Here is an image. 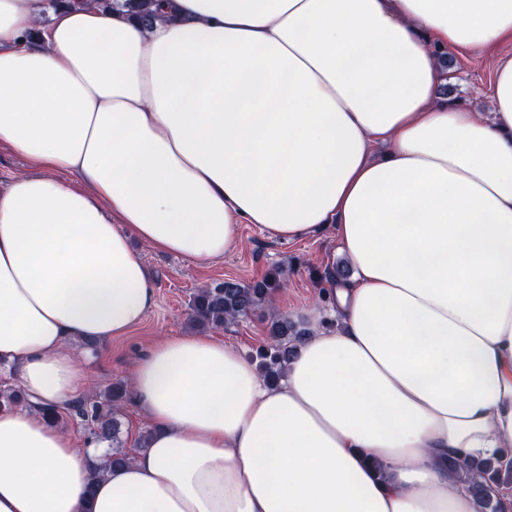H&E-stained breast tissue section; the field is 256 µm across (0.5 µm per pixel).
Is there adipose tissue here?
<instances>
[{
    "label": "adipose tissue",
    "mask_w": 512,
    "mask_h": 512,
    "mask_svg": "<svg viewBox=\"0 0 512 512\" xmlns=\"http://www.w3.org/2000/svg\"><path fill=\"white\" fill-rule=\"evenodd\" d=\"M512 41V0H0V363L31 400L92 391L156 302L130 246L213 262L238 228L332 232L352 270L293 314L266 383L204 334L158 340L153 426L111 465L0 410V512H476L464 466L512 468V58L491 112L449 103L436 49Z\"/></svg>",
    "instance_id": "obj_1"
}]
</instances>
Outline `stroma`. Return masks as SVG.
<instances>
[{"mask_svg":"<svg viewBox=\"0 0 512 512\" xmlns=\"http://www.w3.org/2000/svg\"><path fill=\"white\" fill-rule=\"evenodd\" d=\"M509 57H512V42L509 41L485 51L454 53L456 66L448 73V83L453 86L458 103L478 112L487 111L485 98L476 95L474 89L488 85L497 60ZM240 236L241 248L211 264L196 263L137 245L136 250L154 280V308L143 323L127 335L113 339L107 353H99L96 347L81 340L73 343L75 353L88 358L99 392H107L119 379L128 377L138 359L159 339L191 334L187 309L197 288L227 279L254 282L270 268L280 266L285 271L286 286L273 294L269 313L275 317H289L316 300L319 283L313 276L314 270L333 269L345 264L335 243L326 237L281 244L270 240L255 224L241 225ZM212 335L253 360L258 349L268 342L267 321L253 315L242 317L213 330Z\"/></svg>","mask_w":512,"mask_h":512,"instance_id":"35a3bbf8","label":"stroma"}]
</instances>
